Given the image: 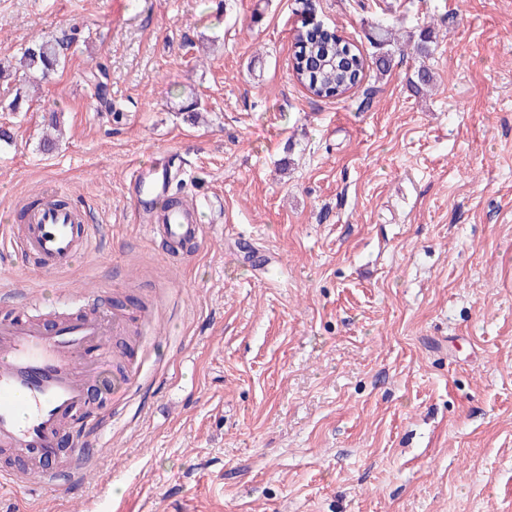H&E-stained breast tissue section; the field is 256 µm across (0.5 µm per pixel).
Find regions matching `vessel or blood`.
<instances>
[{
	"mask_svg": "<svg viewBox=\"0 0 512 512\" xmlns=\"http://www.w3.org/2000/svg\"><path fill=\"white\" fill-rule=\"evenodd\" d=\"M129 184L146 197L150 208L166 198L165 184L147 182L142 169L133 170ZM146 229L150 238L172 245L203 234L193 205L187 203L170 211L166 222L147 224ZM8 230L12 248L46 273L60 271L91 246V235L76 205L34 209L25 223L9 225ZM138 317L134 310L109 315L100 308L51 325L27 309L0 316V447L33 456L40 486L58 483L62 433H69L77 451L73 480H80L90 467L82 411L89 403L95 373L105 365L100 352L110 337L128 335Z\"/></svg>",
	"mask_w": 512,
	"mask_h": 512,
	"instance_id": "obj_1",
	"label": "vessel or blood"
}]
</instances>
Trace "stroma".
Segmentation results:
<instances>
[{
  "label": "stroma",
  "instance_id": "1",
  "mask_svg": "<svg viewBox=\"0 0 512 512\" xmlns=\"http://www.w3.org/2000/svg\"><path fill=\"white\" fill-rule=\"evenodd\" d=\"M313 6L366 61L337 99L293 74L298 0H0V225L56 185L92 233L51 275L0 256V315L149 308L130 388H91L81 488L65 453L0 512H512V0ZM70 30L33 89L25 46ZM136 165L198 198V246L150 240Z\"/></svg>",
  "mask_w": 512,
  "mask_h": 512
}]
</instances>
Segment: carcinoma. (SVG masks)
<instances>
[{"mask_svg":"<svg viewBox=\"0 0 512 512\" xmlns=\"http://www.w3.org/2000/svg\"><path fill=\"white\" fill-rule=\"evenodd\" d=\"M70 42L66 33L53 40H34L24 49L23 64L33 75L46 79L64 64ZM365 68L360 51L335 31L296 30L292 69L311 95L339 98L362 82Z\"/></svg>","mask_w":512,"mask_h":512,"instance_id":"carcinoma-1","label":"carcinoma"}]
</instances>
